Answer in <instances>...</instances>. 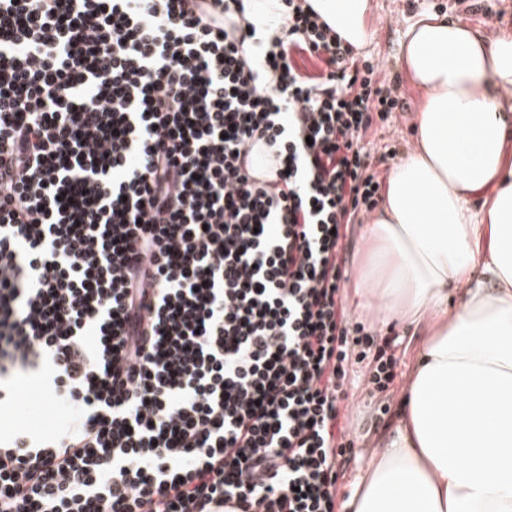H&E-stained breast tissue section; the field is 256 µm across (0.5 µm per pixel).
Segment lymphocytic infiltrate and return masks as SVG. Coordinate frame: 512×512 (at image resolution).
<instances>
[{"instance_id": "f902f5d3", "label": "lymphocytic infiltrate", "mask_w": 512, "mask_h": 512, "mask_svg": "<svg viewBox=\"0 0 512 512\" xmlns=\"http://www.w3.org/2000/svg\"><path fill=\"white\" fill-rule=\"evenodd\" d=\"M246 2L0 0V408L34 375L70 412L0 436V512H335L346 232L400 103L306 0Z\"/></svg>"}]
</instances>
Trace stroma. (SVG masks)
Returning a JSON list of instances; mask_svg holds the SVG:
<instances>
[{
    "instance_id": "35a3bbf8",
    "label": "stroma",
    "mask_w": 512,
    "mask_h": 512,
    "mask_svg": "<svg viewBox=\"0 0 512 512\" xmlns=\"http://www.w3.org/2000/svg\"><path fill=\"white\" fill-rule=\"evenodd\" d=\"M452 15L469 27L495 36L501 30H512V0H372L369 17L372 37L367 45L354 53L355 58L383 63L388 76L386 83L402 108L390 113L387 120L372 125L363 143L370 155L368 172L379 182H386L392 167L413 147L412 126L422 106V93L410 82L399 61L402 43L409 25L424 13ZM363 227L350 225L347 231L345 279L341 284L342 301L349 313L351 326L362 327L365 333L382 340L396 336L398 364L396 377L385 389H377L370 378L375 365L373 354L359 356L351 352L347 362L345 389L348 400L339 405L338 438L342 478L336 486L337 500L346 499L364 476L369 457L379 441L395 424L399 399L413 368L417 343L410 328L383 323L379 316L358 308L357 267L362 255ZM38 392L36 383H29L9 412L0 416V431L19 426L50 434L58 423L57 409L43 401L42 416H34L29 404Z\"/></svg>"
}]
</instances>
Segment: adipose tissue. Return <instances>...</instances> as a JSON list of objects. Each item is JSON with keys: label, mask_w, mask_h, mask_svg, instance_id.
<instances>
[{"label": "adipose tissue", "mask_w": 512, "mask_h": 512, "mask_svg": "<svg viewBox=\"0 0 512 512\" xmlns=\"http://www.w3.org/2000/svg\"><path fill=\"white\" fill-rule=\"evenodd\" d=\"M310 2L354 47L369 41L370 0ZM400 61L425 98L359 287L423 334L394 428L341 512H512V32L426 14Z\"/></svg>", "instance_id": "obj_1"}]
</instances>
